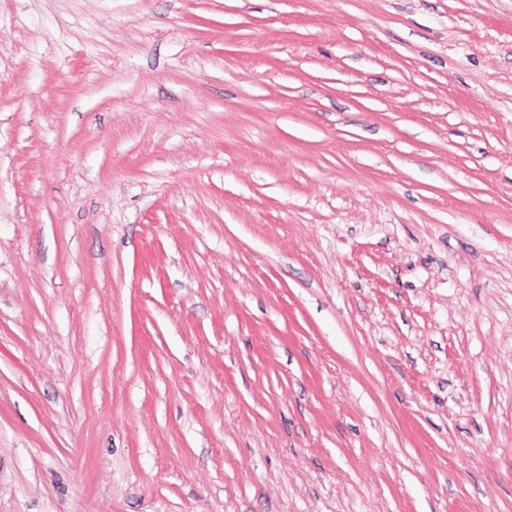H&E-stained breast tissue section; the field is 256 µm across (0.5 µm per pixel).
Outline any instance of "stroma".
I'll use <instances>...</instances> for the list:
<instances>
[{
    "label": "stroma",
    "instance_id": "35a3bbf8",
    "mask_svg": "<svg viewBox=\"0 0 512 512\" xmlns=\"http://www.w3.org/2000/svg\"><path fill=\"white\" fill-rule=\"evenodd\" d=\"M0 512H512V0H0Z\"/></svg>",
    "mask_w": 512,
    "mask_h": 512
}]
</instances>
